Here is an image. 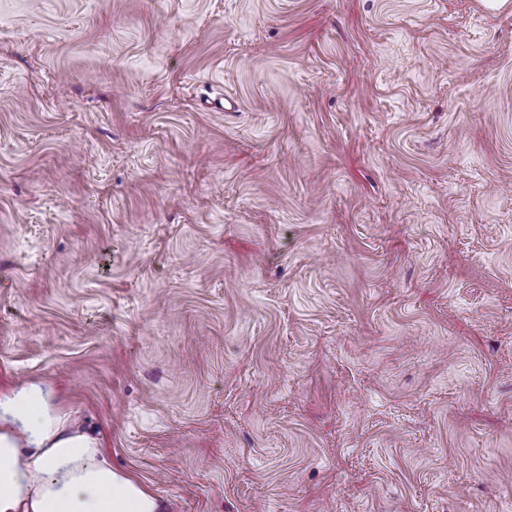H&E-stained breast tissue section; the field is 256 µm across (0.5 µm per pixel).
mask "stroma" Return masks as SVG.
Segmentation results:
<instances>
[{"mask_svg":"<svg viewBox=\"0 0 512 512\" xmlns=\"http://www.w3.org/2000/svg\"><path fill=\"white\" fill-rule=\"evenodd\" d=\"M23 381L165 512H512V7L0 0Z\"/></svg>","mask_w":512,"mask_h":512,"instance_id":"35a3bbf8","label":"stroma"}]
</instances>
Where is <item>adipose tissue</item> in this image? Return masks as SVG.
<instances>
[{"label": "adipose tissue", "instance_id": "obj_1", "mask_svg": "<svg viewBox=\"0 0 512 512\" xmlns=\"http://www.w3.org/2000/svg\"><path fill=\"white\" fill-rule=\"evenodd\" d=\"M0 512H162L36 384L0 394Z\"/></svg>", "mask_w": 512, "mask_h": 512}]
</instances>
